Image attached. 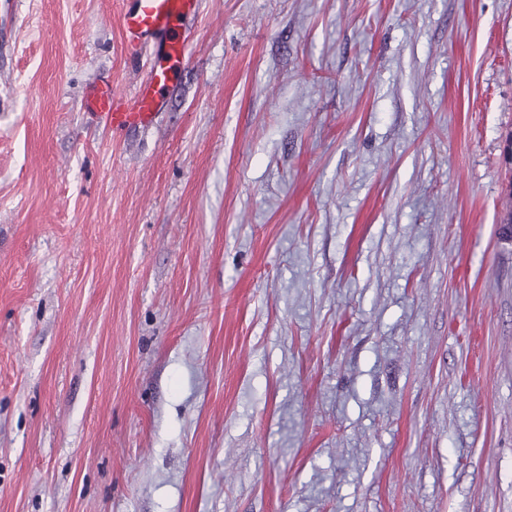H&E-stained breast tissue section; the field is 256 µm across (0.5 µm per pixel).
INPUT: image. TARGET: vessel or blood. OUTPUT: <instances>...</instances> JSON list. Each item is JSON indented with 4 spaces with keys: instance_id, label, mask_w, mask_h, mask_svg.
I'll return each mask as SVG.
<instances>
[{
    "instance_id": "1",
    "label": "vessel or blood",
    "mask_w": 512,
    "mask_h": 512,
    "mask_svg": "<svg viewBox=\"0 0 512 512\" xmlns=\"http://www.w3.org/2000/svg\"><path fill=\"white\" fill-rule=\"evenodd\" d=\"M196 0H131L121 19L128 47L148 48L152 63L145 80L132 97L118 96L105 84L87 94V105L112 130L152 125L159 115L164 93L181 67L188 39L186 23Z\"/></svg>"
}]
</instances>
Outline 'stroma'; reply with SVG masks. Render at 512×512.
I'll return each mask as SVG.
<instances>
[{
	"mask_svg": "<svg viewBox=\"0 0 512 512\" xmlns=\"http://www.w3.org/2000/svg\"><path fill=\"white\" fill-rule=\"evenodd\" d=\"M0 11V512H512V0ZM121 19L127 47L152 50L145 80L128 98L112 94L107 84H96L87 93V105L113 131L148 127L159 115L164 93L181 67L188 39L187 20L196 0H130Z\"/></svg>",
	"mask_w": 512,
	"mask_h": 512,
	"instance_id": "1",
	"label": "stroma"
}]
</instances>
